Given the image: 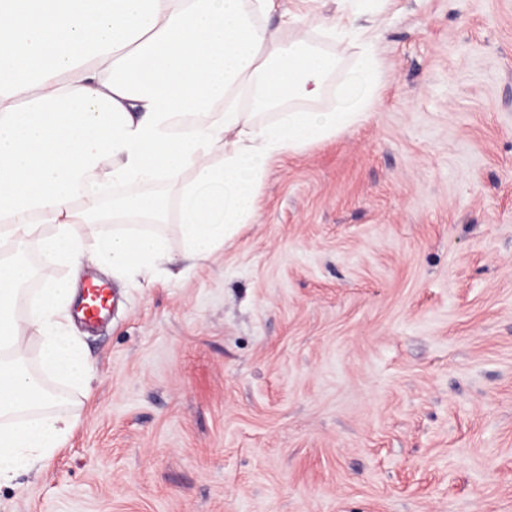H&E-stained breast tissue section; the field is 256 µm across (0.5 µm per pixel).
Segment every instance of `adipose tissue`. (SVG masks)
Listing matches in <instances>:
<instances>
[{
  "label": "adipose tissue",
  "mask_w": 512,
  "mask_h": 512,
  "mask_svg": "<svg viewBox=\"0 0 512 512\" xmlns=\"http://www.w3.org/2000/svg\"><path fill=\"white\" fill-rule=\"evenodd\" d=\"M274 0H0V485L42 468L73 429L43 379L87 382L69 332L77 280L22 291L34 265L90 261L130 280L168 259L177 221L205 260L253 223L271 164L360 123L376 98L370 40L361 92L327 100L342 18L302 22ZM120 187L111 205L105 185ZM112 224L90 238L87 224ZM38 262L17 258L28 241ZM34 332L37 368L25 364ZM311 42L313 46L321 49H327L331 52H339L343 56L342 69H347L352 65L354 54L358 51L357 48H346V41L338 44L336 40H328L323 34L314 32L311 35Z\"/></svg>",
  "instance_id": "obj_1"
}]
</instances>
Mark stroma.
Instances as JSON below:
<instances>
[{"label": "stroma", "mask_w": 512, "mask_h": 512, "mask_svg": "<svg viewBox=\"0 0 512 512\" xmlns=\"http://www.w3.org/2000/svg\"><path fill=\"white\" fill-rule=\"evenodd\" d=\"M371 115L206 261L73 320L75 427L0 512H512V0H389Z\"/></svg>", "instance_id": "obj_1"}]
</instances>
